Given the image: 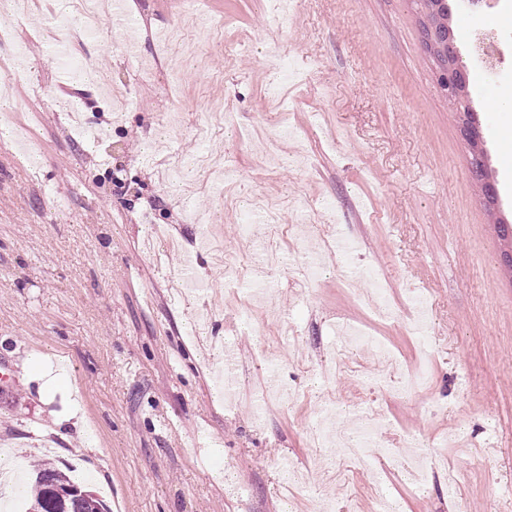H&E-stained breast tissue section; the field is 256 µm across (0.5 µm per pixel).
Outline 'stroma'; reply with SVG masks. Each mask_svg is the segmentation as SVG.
<instances>
[{
  "label": "stroma",
  "mask_w": 512,
  "mask_h": 512,
  "mask_svg": "<svg viewBox=\"0 0 512 512\" xmlns=\"http://www.w3.org/2000/svg\"><path fill=\"white\" fill-rule=\"evenodd\" d=\"M129 22L69 41L81 7L29 0L0 22V450L96 472L112 512H512V110L469 62L465 102L484 132L498 205L484 204L440 89L419 0H124ZM102 56L99 83L85 63ZM228 102L237 122L212 107ZM282 128L275 170L246 137ZM302 227L315 208L324 268L268 271L275 313L229 317L224 263L249 276L238 233L256 199ZM396 314L375 317V286ZM423 297L427 342L407 331ZM405 368L431 362L428 389L395 396L372 343ZM237 354L235 399L218 377ZM66 362L45 396L34 367ZM386 434L420 441L436 473L415 484L410 451L357 466L308 435L325 408L352 432L368 399ZM289 456L294 472L280 470Z\"/></svg>",
  "instance_id": "1"
}]
</instances>
